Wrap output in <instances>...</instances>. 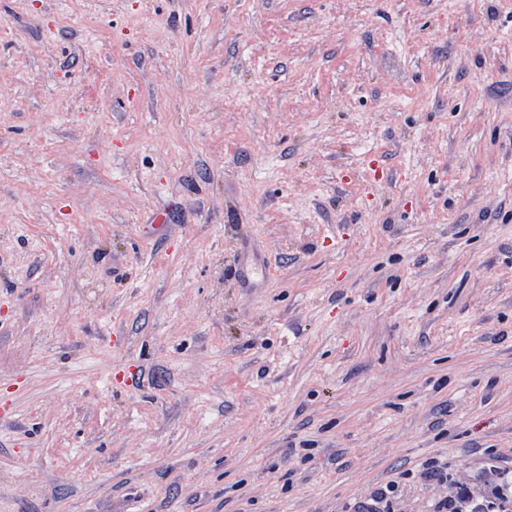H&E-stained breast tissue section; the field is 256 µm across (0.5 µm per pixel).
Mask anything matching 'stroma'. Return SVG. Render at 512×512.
<instances>
[{"label": "stroma", "mask_w": 512, "mask_h": 512, "mask_svg": "<svg viewBox=\"0 0 512 512\" xmlns=\"http://www.w3.org/2000/svg\"><path fill=\"white\" fill-rule=\"evenodd\" d=\"M504 473L512 0H0V512ZM236 260L241 264L244 276L240 281L239 288H250L251 285L257 282L267 281L270 277L271 267L267 263H251L247 264L246 257L241 256V253L236 255Z\"/></svg>", "instance_id": "1"}]
</instances>
